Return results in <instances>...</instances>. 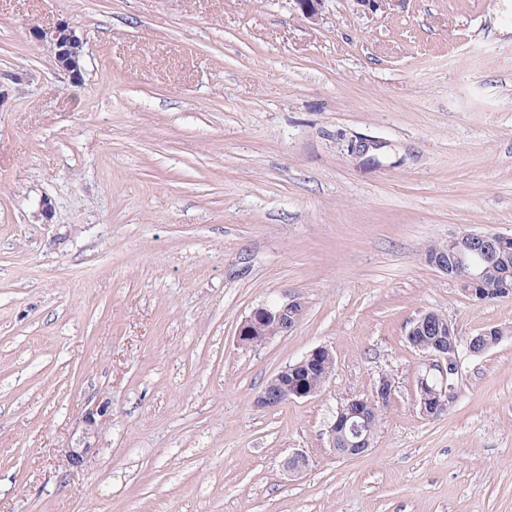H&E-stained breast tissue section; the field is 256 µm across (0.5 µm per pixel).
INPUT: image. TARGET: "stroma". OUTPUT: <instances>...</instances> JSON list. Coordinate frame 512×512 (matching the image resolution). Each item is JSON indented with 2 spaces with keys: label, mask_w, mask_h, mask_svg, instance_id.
<instances>
[{
  "label": "stroma",
  "mask_w": 512,
  "mask_h": 512,
  "mask_svg": "<svg viewBox=\"0 0 512 512\" xmlns=\"http://www.w3.org/2000/svg\"><path fill=\"white\" fill-rule=\"evenodd\" d=\"M59 20L78 83L32 36ZM0 90V512H512V298L425 259L512 236V0H0ZM293 295L292 332L238 346ZM428 311L505 331L429 418ZM317 346L320 394L255 406ZM383 376L371 447L336 455L328 422ZM510 240H512L511 236L468 231L448 238V241L455 247L453 263L460 265V267L465 266L467 259L473 256L491 259ZM303 313V303L296 296H290L274 309L268 306L256 307L239 325L237 343L245 348L265 345L276 336L287 335L295 329ZM269 321L274 325V332L266 325ZM428 313L424 314L423 316H421L418 320H416L413 324V326L409 329L408 333H407V336H414V334L416 333V330L418 328H422L423 331L425 332H429L430 334H435V336H415V338L412 340V342H410V344H412L413 348L419 352H426V351H432L433 350V346H432V342L435 341V339L440 336V331L439 329L436 327H434L433 324H431L430 322L428 323H424L423 324V321L426 317ZM106 412L104 408L99 406L85 411L81 420L79 437L75 440L74 445L67 446L65 449L64 458L69 467L79 468L87 462L107 423Z\"/></svg>",
  "instance_id": "obj_1"
}]
</instances>
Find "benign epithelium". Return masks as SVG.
I'll list each match as a JSON object with an SVG mask.
<instances>
[{
    "label": "benign epithelium",
    "instance_id": "7a95c632",
    "mask_svg": "<svg viewBox=\"0 0 512 512\" xmlns=\"http://www.w3.org/2000/svg\"><path fill=\"white\" fill-rule=\"evenodd\" d=\"M305 18L312 22L319 20L320 7L324 0H294ZM36 41L48 44L54 51L55 62L63 71L70 74L74 82L82 80V62L84 56V40L76 29L66 20H59L52 25L33 29ZM510 236L490 234L487 232H461L448 238L454 246L453 263L465 266L466 261L474 256L482 259L492 258L503 248ZM304 306L296 296L280 303L276 308L267 306L254 308L239 325L237 343L245 348H253L267 344L277 336H284L296 328L303 317ZM475 354L473 338L440 346L437 351L423 356L421 369L416 378V398L421 405V413L427 410L447 411L448 379L459 373L461 354ZM320 390L309 388L304 382L297 380V374L287 365L278 371L257 395L256 404L261 408H272L288 398L305 399L318 395ZM363 398L352 397L348 407L353 412L338 418L327 426L328 442L336 454L343 457L354 455L352 448L336 447V436L350 434L359 436L361 421L366 419L362 408ZM107 423L106 410L101 407L85 411L81 420V431L75 443L65 449L64 458L68 466L79 468L89 459L96 447L104 426Z\"/></svg>",
    "mask_w": 512,
    "mask_h": 512
}]
</instances>
